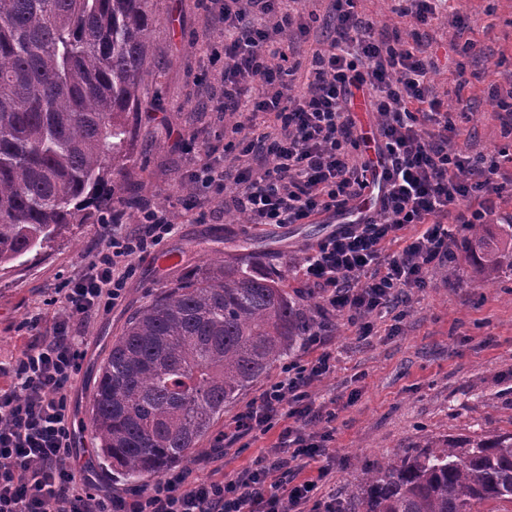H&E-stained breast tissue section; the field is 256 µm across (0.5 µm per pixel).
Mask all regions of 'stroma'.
<instances>
[{
  "label": "stroma",
  "instance_id": "obj_1",
  "mask_svg": "<svg viewBox=\"0 0 512 512\" xmlns=\"http://www.w3.org/2000/svg\"><path fill=\"white\" fill-rule=\"evenodd\" d=\"M395 6V0H353L354 13L376 26L397 29L406 40L419 35L437 94L466 100L473 117L461 126L457 146L490 155L512 145L492 94L496 88L512 89V0H448L446 11L420 28L398 16ZM153 13L155 67L145 81L144 107L129 115L133 139L125 167L114 179L111 207L130 229L136 228L141 209H166L175 230L139 259L123 302L78 325L86 357L70 396L79 465L97 487L122 496L129 488L98 466L89 407L112 339L130 315L210 260L231 255L252 259L257 273L275 276L291 297L314 305L296 266L304 249L329 233L318 223L234 224L219 212L202 221L185 212L179 186L189 180L198 159L207 155L214 164L224 162L220 151L207 152L224 143L225 117L214 109L220 74L207 51L220 41L222 29L207 18L200 0H154ZM459 15L468 25L466 38L478 49L475 57H464L450 43ZM101 244L99 225L73 224L40 261L0 272V388L10 386L9 371L32 341L31 320H39L41 335H51L58 312L53 298ZM453 251L455 277L434 273L426 287L411 289L408 302L377 320L371 332L337 318L324 346L299 343L286 361L273 363L225 406V419L278 380L286 364H306L321 352L330 353L331 368L313 397L332 414L331 421L315 426L331 439L326 456L303 464L301 474L313 476L326 467L315 496L340 507L363 470L385 459L438 440L512 431V264L503 263L489 278L461 246ZM168 253L177 255V263L159 266L158 257ZM279 433L275 427L245 435L227 450L209 448L194 455L189 464L201 479L219 465L228 474L241 471L273 448Z\"/></svg>",
  "mask_w": 512,
  "mask_h": 512
}]
</instances>
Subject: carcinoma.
Segmentation results:
<instances>
[{
	"label": "carcinoma",
	"instance_id": "1",
	"mask_svg": "<svg viewBox=\"0 0 512 512\" xmlns=\"http://www.w3.org/2000/svg\"><path fill=\"white\" fill-rule=\"evenodd\" d=\"M151 0H0V267L52 248L112 199L131 112L154 68ZM488 276L512 258V224L469 228ZM309 311L249 260H213L154 297L112 341L91 403L101 469L137 487L214 434L224 406L288 356ZM355 512H486L512 504V431L433 443L348 490Z\"/></svg>",
	"mask_w": 512,
	"mask_h": 512
}]
</instances>
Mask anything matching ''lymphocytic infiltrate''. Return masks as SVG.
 I'll list each match as a JSON object with an SVG mask.
<instances>
[{
  "label": "lymphocytic infiltrate",
  "instance_id": "f902f5d3",
  "mask_svg": "<svg viewBox=\"0 0 512 512\" xmlns=\"http://www.w3.org/2000/svg\"><path fill=\"white\" fill-rule=\"evenodd\" d=\"M203 2L223 26L210 54L224 63L216 109L230 118L223 151L237 169L231 176L201 159L188 182L190 209L206 210L219 196L250 224L343 219L299 266L320 316L307 341L322 344L336 316L371 330L373 317L406 289L424 287L447 266L459 231L493 223L502 188L512 184V150L475 159L453 146L456 107L436 94L421 50L388 40L340 0L332 3L333 34L314 41L298 94L286 82L285 43L310 37L316 16L306 13V0ZM359 99L375 114L368 133L355 115ZM111 223L87 270L62 290L52 335L35 337L16 363L12 388L0 391V512H335V504L314 498L327 469L288 479L289 460L325 452L327 435H302L298 425L320 419L312 392L330 370L326 352L287 365L230 423L236 439L284 421L278 445L288 458L265 456L209 480L186 466L127 497L92 490L73 451L69 399L84 359L75 327L122 301L136 257L175 227L156 209L143 210L131 231L119 218ZM393 243L397 251L387 252Z\"/></svg>",
  "mask_w": 512,
  "mask_h": 512
}]
</instances>
